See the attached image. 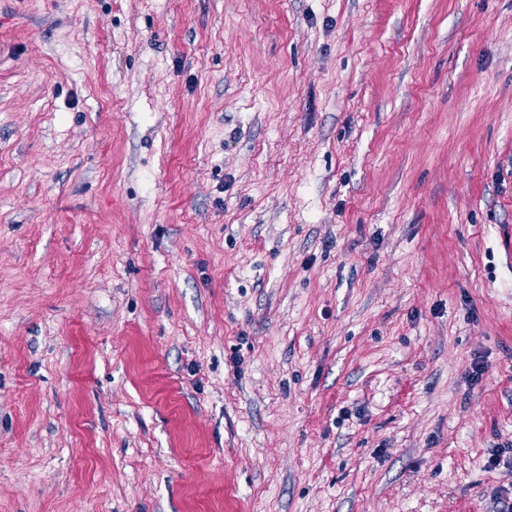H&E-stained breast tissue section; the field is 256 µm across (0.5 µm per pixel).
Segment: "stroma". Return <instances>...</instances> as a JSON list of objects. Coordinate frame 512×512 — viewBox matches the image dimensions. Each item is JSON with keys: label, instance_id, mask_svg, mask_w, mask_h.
Here are the masks:
<instances>
[{"label": "stroma", "instance_id": "1", "mask_svg": "<svg viewBox=\"0 0 512 512\" xmlns=\"http://www.w3.org/2000/svg\"><path fill=\"white\" fill-rule=\"evenodd\" d=\"M510 503L512 0H0V512Z\"/></svg>", "mask_w": 512, "mask_h": 512}]
</instances>
